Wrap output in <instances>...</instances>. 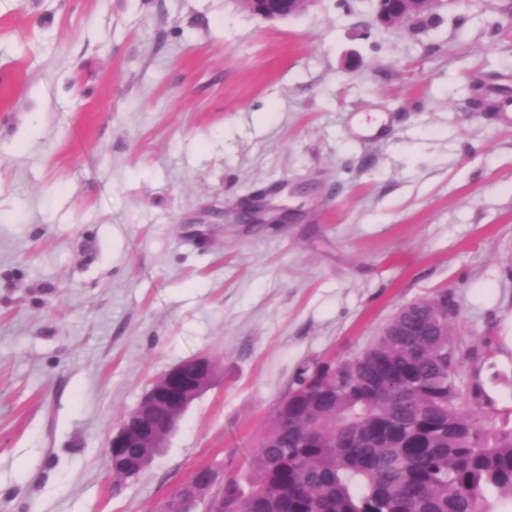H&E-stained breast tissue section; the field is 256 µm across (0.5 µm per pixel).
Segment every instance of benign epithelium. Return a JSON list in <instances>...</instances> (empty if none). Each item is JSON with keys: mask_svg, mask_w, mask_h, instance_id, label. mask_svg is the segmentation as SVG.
I'll list each match as a JSON object with an SVG mask.
<instances>
[{"mask_svg": "<svg viewBox=\"0 0 512 512\" xmlns=\"http://www.w3.org/2000/svg\"><path fill=\"white\" fill-rule=\"evenodd\" d=\"M317 0H240L254 15L268 20H283L306 11ZM442 0H378L377 20L385 27L406 24L419 14L436 15ZM194 373H183V364L171 367L158 378L138 405L125 414L116 432L107 442V455L118 448H163L177 427L172 414L185 412L199 393L200 385L213 383L215 366L206 357L190 360ZM224 482V469L210 466L204 478L194 475L182 482L184 496L205 512H224V502L217 497V485Z\"/></svg>", "mask_w": 512, "mask_h": 512, "instance_id": "obj_1", "label": "benign epithelium"}]
</instances>
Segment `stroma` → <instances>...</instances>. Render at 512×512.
I'll return each instance as SVG.
<instances>
[{
  "label": "stroma",
  "mask_w": 512,
  "mask_h": 512,
  "mask_svg": "<svg viewBox=\"0 0 512 512\" xmlns=\"http://www.w3.org/2000/svg\"><path fill=\"white\" fill-rule=\"evenodd\" d=\"M507 0L415 32L374 0H0V512H161L250 472L297 368L451 293L462 393L512 411ZM259 200L291 224H239ZM211 387L116 481L105 448L172 366ZM254 15L268 20H283L306 11L317 0H240Z\"/></svg>",
  "instance_id": "1"
}]
</instances>
